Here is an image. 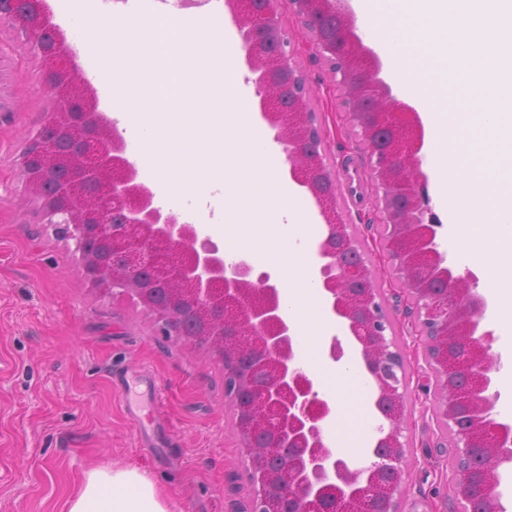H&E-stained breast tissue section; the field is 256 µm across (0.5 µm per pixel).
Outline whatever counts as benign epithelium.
Instances as JSON below:
<instances>
[{"mask_svg":"<svg viewBox=\"0 0 512 512\" xmlns=\"http://www.w3.org/2000/svg\"><path fill=\"white\" fill-rule=\"evenodd\" d=\"M253 75L260 119L284 146L289 179L315 201L327 226L315 265L329 313L359 345L376 381L375 407L390 428L375 461L361 467L328 446L333 408L298 366L277 281L253 276L242 258L226 262L196 225L154 205L137 182L119 131L98 113V99L74 70V52L43 18L42 0H0V20L46 64L55 96L49 117L20 154L29 201L40 223L74 241L88 285L127 298L154 317L157 331L203 351L224 373V396L236 414L251 488L249 512H400L407 450L402 350L387 337L381 302L359 239L336 207V171L310 106L299 46L281 21V5L307 30L306 51L329 66L339 106L366 146L383 249L414 300L427 363L435 377L436 413L453 434V497L459 512H504L499 469L512 464V425L499 422L491 333L479 332L486 301L469 277L448 266L441 224L431 213L421 151L425 130L416 108L398 99L379 56L358 33L350 0H225ZM65 137L70 149L54 152ZM55 180V192L40 193ZM121 215L119 224L103 220ZM198 323L186 338L179 320Z\"/></svg>","mask_w":512,"mask_h":512,"instance_id":"benign-epithelium-1","label":"benign epithelium"}]
</instances>
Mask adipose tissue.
Masks as SVG:
<instances>
[{
    "label": "adipose tissue",
    "mask_w": 512,
    "mask_h": 512,
    "mask_svg": "<svg viewBox=\"0 0 512 512\" xmlns=\"http://www.w3.org/2000/svg\"><path fill=\"white\" fill-rule=\"evenodd\" d=\"M66 512H170L156 482L139 468H96L68 499Z\"/></svg>",
    "instance_id": "obj_1"
}]
</instances>
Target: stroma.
<instances>
[{"instance_id":"35a3bbf8","label":"stroma","mask_w":512,"mask_h":512,"mask_svg":"<svg viewBox=\"0 0 512 512\" xmlns=\"http://www.w3.org/2000/svg\"><path fill=\"white\" fill-rule=\"evenodd\" d=\"M297 63L337 169L336 206L363 245L408 364L401 512H457L434 376L412 300L381 248L364 150L336 106L328 67L306 55ZM0 103V512H64L90 469L128 466L153 478L171 512H249L221 367L158 334L140 305L91 290L71 242L27 203L18 158L50 112L51 94L39 56L3 22ZM131 366L158 385L152 414L161 443L152 452L140 447L112 386L114 373Z\"/></svg>"}]
</instances>
